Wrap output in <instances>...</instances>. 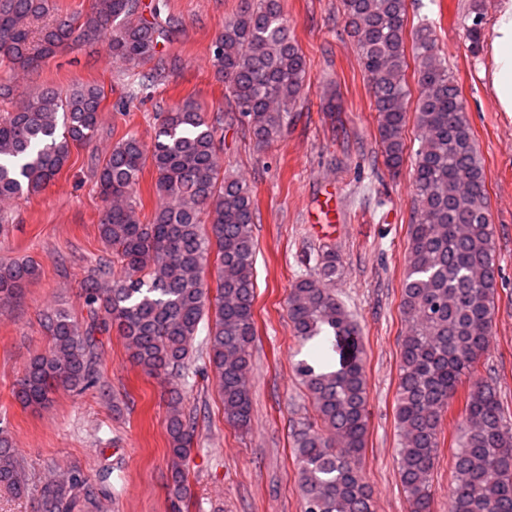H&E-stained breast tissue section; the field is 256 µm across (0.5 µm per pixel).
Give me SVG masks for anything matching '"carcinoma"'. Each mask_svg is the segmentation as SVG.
I'll use <instances>...</instances> for the list:
<instances>
[{"label":"carcinoma","mask_w":512,"mask_h":512,"mask_svg":"<svg viewBox=\"0 0 512 512\" xmlns=\"http://www.w3.org/2000/svg\"><path fill=\"white\" fill-rule=\"evenodd\" d=\"M343 28L352 38L375 99L383 164L397 172L406 159L404 137L411 90L406 80L407 40L417 79L414 207L406 247L396 421V465L409 512H430L441 421L463 381L488 348L498 266L484 164L456 80L442 61L433 22L423 17L407 31V0H342ZM466 38L473 55L483 49V4L470 5ZM166 0H88L61 13L56 0H0V97L20 74L107 31V49L130 68L150 62L164 72L176 59L162 53L178 30ZM230 108L210 117L185 104L163 113L152 144L127 133L96 172L105 204L98 224L112 258L102 257L85 282L87 320L64 311L43 314L50 347L30 357L16 383L23 405H42L59 386L82 394L98 390L99 336L116 330L146 373L183 378L192 343L209 322L206 358L214 371L224 418L250 423L249 347L253 318L255 198L224 173L218 158L224 120L247 124L259 146L281 138L298 111L307 79L306 57L291 35L282 0H252L224 20L211 46ZM105 90L77 83L64 92L42 88L0 116V203L42 192L68 162L71 147L89 143L100 125ZM159 197L141 218L139 194L146 164ZM215 257V297L205 278ZM121 264L115 273V263ZM339 259L317 255L314 272L298 276L288 295L296 341L333 339L338 365L302 360L296 371L321 426L300 423L293 432L304 512H374L360 466L368 430V392L360 328L330 284ZM40 272L29 261L0 262V302L16 297ZM465 425L454 442L449 512H512V423L496 384L474 381L464 396ZM195 416L171 400L166 423L170 478L186 498ZM0 487L34 494L38 512H89L102 479L71 469L61 480L31 485L7 425L0 421Z\"/></svg>","instance_id":"1"}]
</instances>
